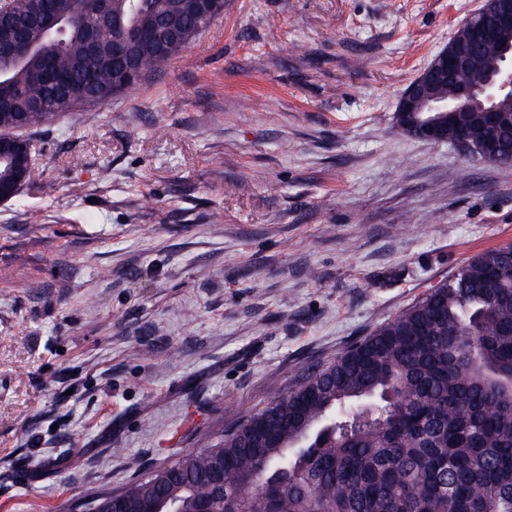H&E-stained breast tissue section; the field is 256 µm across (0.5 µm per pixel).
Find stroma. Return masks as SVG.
<instances>
[{
	"instance_id": "obj_1",
	"label": "stroma",
	"mask_w": 512,
	"mask_h": 512,
	"mask_svg": "<svg viewBox=\"0 0 512 512\" xmlns=\"http://www.w3.org/2000/svg\"><path fill=\"white\" fill-rule=\"evenodd\" d=\"M483 0H224L166 74L27 130L0 204V512L222 434L512 242V165L400 130Z\"/></svg>"
}]
</instances>
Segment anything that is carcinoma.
I'll return each instance as SVG.
<instances>
[{
	"mask_svg": "<svg viewBox=\"0 0 512 512\" xmlns=\"http://www.w3.org/2000/svg\"><path fill=\"white\" fill-rule=\"evenodd\" d=\"M50 32L12 0L16 58L0 62V143L84 104L132 92L117 39L143 80L164 73L221 13L183 0H112L108 22L78 0H45ZM106 36L93 39V29ZM480 67L493 50L464 45ZM495 141L471 158L512 165V99ZM224 468V482L211 474ZM117 512H512V244L471 257L451 279L274 397L215 444L119 490Z\"/></svg>",
	"mask_w": 512,
	"mask_h": 512,
	"instance_id": "cac0c4a2",
	"label": "carcinoma"
}]
</instances>
